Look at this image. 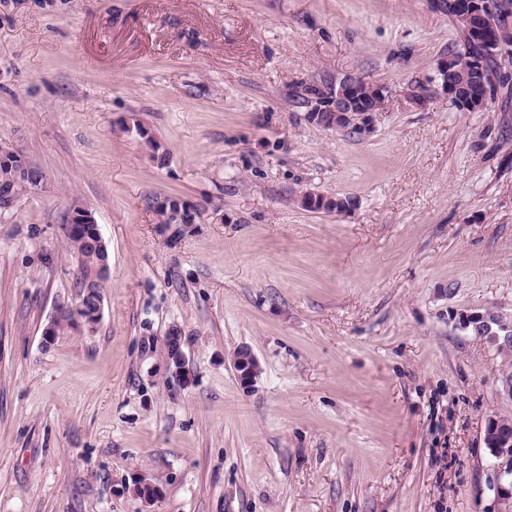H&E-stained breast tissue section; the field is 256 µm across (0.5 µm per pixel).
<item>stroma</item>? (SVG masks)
<instances>
[{"instance_id":"obj_1","label":"stroma","mask_w":512,"mask_h":512,"mask_svg":"<svg viewBox=\"0 0 512 512\" xmlns=\"http://www.w3.org/2000/svg\"><path fill=\"white\" fill-rule=\"evenodd\" d=\"M462 44L428 0H0V143L46 176L0 220V512H496L506 361L450 317L512 313V65L460 110L429 79ZM344 74L391 92L370 134L291 96ZM76 202L102 315L46 346ZM171 357L169 358V370L174 380L182 385L191 381V373L185 366V357L181 348L179 336H171L169 339ZM170 362L172 366H170Z\"/></svg>"}]
</instances>
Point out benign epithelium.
<instances>
[{"instance_id":"benign-epithelium-1","label":"benign epithelium","mask_w":512,"mask_h":512,"mask_svg":"<svg viewBox=\"0 0 512 512\" xmlns=\"http://www.w3.org/2000/svg\"><path fill=\"white\" fill-rule=\"evenodd\" d=\"M432 8L444 15L454 17L464 33L481 35L486 38L489 53L493 56L507 57L512 53V32L503 29L497 22L501 0H429ZM488 61L475 59L465 71H460L452 56L440 58L435 64L434 76L430 82L437 85L440 93L455 100L461 109L481 112L490 102V90L495 83L493 74L487 67ZM343 88L335 95L318 104V108L307 110V118L327 129H354L366 135L371 132L375 115L382 109L389 97V90L382 86L373 87L372 97H360L356 94L358 78L353 74L343 76ZM0 164L13 166L26 175L37 170L29 160L16 149L0 145ZM69 221L80 230L94 227L99 243H104L99 226L91 211L79 206L70 209ZM66 313L76 328L91 329L99 322L102 302L90 306L81 302L58 307L54 315ZM497 310L467 309L452 317L455 328L470 332L476 338L495 348L498 352L512 354V318H496ZM171 357L169 367L171 376L182 385L191 381V373L185 366V357L180 338L169 339ZM241 367V382L248 386L258 373L259 364L247 347H241L237 357ZM505 422L496 416L487 419L484 427L483 442L493 459L495 478L492 484L498 512H512V424L504 428Z\"/></svg>"}]
</instances>
